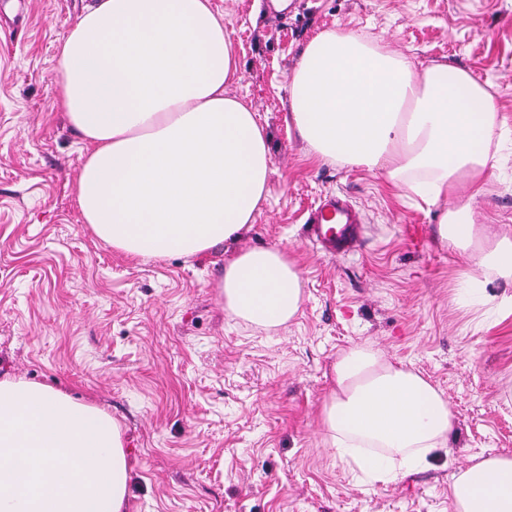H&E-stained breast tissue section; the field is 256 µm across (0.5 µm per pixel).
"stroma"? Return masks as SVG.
I'll list each match as a JSON object with an SVG mask.
<instances>
[{"instance_id": "1", "label": "stroma", "mask_w": 512, "mask_h": 512, "mask_svg": "<svg viewBox=\"0 0 512 512\" xmlns=\"http://www.w3.org/2000/svg\"><path fill=\"white\" fill-rule=\"evenodd\" d=\"M88 0H0V376L61 388L120 423L126 512H455L471 457L512 456V283L476 269L437 233L446 201L383 174L311 159L288 125L286 84L306 42L367 34L429 66L490 80L512 127V0H210L244 97L268 137L267 200L233 241L195 257L132 260L84 224L75 183L88 147L55 107L57 46ZM329 195L358 211L353 250L310 236ZM512 234V142L476 201ZM277 248L303 283L288 324L232 319L228 261ZM357 345L442 391L448 449L389 484L361 481L325 442L333 366Z\"/></svg>"}]
</instances>
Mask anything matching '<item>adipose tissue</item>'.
I'll return each mask as SVG.
<instances>
[{"label":"adipose tissue","mask_w":512,"mask_h":512,"mask_svg":"<svg viewBox=\"0 0 512 512\" xmlns=\"http://www.w3.org/2000/svg\"><path fill=\"white\" fill-rule=\"evenodd\" d=\"M57 104L88 142L77 204L96 237L132 258L195 256L239 237L267 199L268 138L209 0H91L58 46ZM288 124L311 155L386 174L427 202L448 199L438 233L512 281V238L477 223L496 146L508 134L490 83L418 66L352 30L315 35L288 84ZM471 197L455 200L460 181ZM228 315L274 329L303 289L283 252L255 248L224 268ZM323 404L328 442L371 483H390L447 447L453 416L419 373L369 347L343 351ZM129 467L103 409L0 378V512H126ZM456 512H512V457H473L452 484Z\"/></svg>","instance_id":"1"}]
</instances>
